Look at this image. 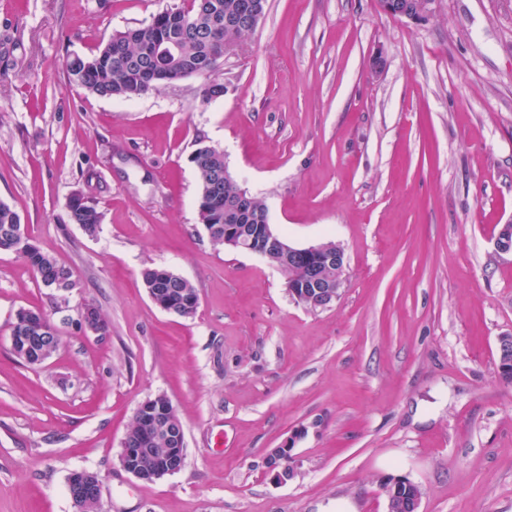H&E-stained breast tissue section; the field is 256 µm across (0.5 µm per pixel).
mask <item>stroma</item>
I'll list each match as a JSON object with an SVG mask.
<instances>
[{"instance_id":"35a3bbf8","label":"stroma","mask_w":512,"mask_h":512,"mask_svg":"<svg viewBox=\"0 0 512 512\" xmlns=\"http://www.w3.org/2000/svg\"><path fill=\"white\" fill-rule=\"evenodd\" d=\"M183 0H0V201L71 269L59 292L0 252V512H75L72 471L102 512H512V0H434L421 23L379 0H268L226 56L222 97L192 76L140 98L67 85L91 56ZM381 59V72L372 62ZM223 150L290 245L345 251L339 298L310 309L260 256L200 219L198 144ZM103 215L70 223L75 191ZM188 279L194 316L158 308L148 265ZM97 307L107 335L84 329ZM62 339L43 364L11 349L19 311ZM166 395L186 461L145 482L120 463L139 404ZM296 477L265 461L289 435ZM68 490L73 503L80 509L84 508L82 499L90 495H94L101 505V480L94 472L73 471L68 478ZM412 485H416V484L404 476H390L383 481L382 491H383L385 497H387V499H388V503H389L388 511L389 512L392 511L391 510L392 502L398 497H401L403 499L404 504H406V507L408 508V510H406L404 512H418L421 496H415L413 499L408 500L407 498L404 497V494H403V489L405 488V491H406V489H408V487L412 486ZM405 491H404V493H405ZM413 493H414L413 489H408L406 494L412 495ZM402 494H403V496H402Z\"/></svg>"}]
</instances>
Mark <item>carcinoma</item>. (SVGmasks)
I'll return each instance as SVG.
<instances>
[{"instance_id": "cac0c4a2", "label": "carcinoma", "mask_w": 512, "mask_h": 512, "mask_svg": "<svg viewBox=\"0 0 512 512\" xmlns=\"http://www.w3.org/2000/svg\"><path fill=\"white\" fill-rule=\"evenodd\" d=\"M249 0H184L181 7L167 8L143 27L137 29L133 39L118 32L90 58L74 55L65 62V78L70 86L80 87L92 94L106 98L133 100L168 84L165 76H205L208 81L202 90V101L224 96V84L212 78L224 61L225 50L236 46L251 30L226 26L212 30L209 6L216 5L224 14H234ZM171 41L180 44L177 56L166 53ZM196 170L199 185V216L213 244L224 245L226 224H267L268 210L264 201L251 196L245 207L239 206L243 189L235 178H224L228 165L224 152L198 146L189 156ZM223 181L222 195H209L210 185ZM70 223L79 225L87 234L94 235L102 221L96 205L81 193H73L66 204ZM20 217L8 204L0 202V252L20 256L31 268L36 278L49 288L67 291L74 286L70 269L60 265L50 255L31 244L21 246L12 239ZM146 290H156L174 300V314L181 317L194 315L198 308V294L193 284L175 271L150 266L142 271ZM59 341L45 340L27 324L16 322L11 329V346L25 352L24 362L40 364L54 352ZM160 406L157 421L173 427L182 426L171 401L164 394L154 396ZM125 439L131 448H141L138 466L148 474L163 467L166 460L159 448L163 447L155 423L134 418Z\"/></svg>"}]
</instances>
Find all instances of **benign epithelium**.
<instances>
[{"mask_svg":"<svg viewBox=\"0 0 512 512\" xmlns=\"http://www.w3.org/2000/svg\"><path fill=\"white\" fill-rule=\"evenodd\" d=\"M433 0H380L381 10L394 18L404 19L411 23L424 20L431 12ZM259 242L252 245L249 237V229L238 224L224 225V246L244 250L260 255L265 251L274 252L280 258L279 268H292L303 264L308 269L305 280L294 283L287 282L289 295L297 302L312 309H321L335 301L341 291L343 274L345 271L344 250L337 244H318L308 247H294L283 237L275 234L271 226L262 225L259 229ZM336 269V278L326 279L322 269ZM166 443L171 464L168 469L154 476L160 479L167 475H173L184 467L181 461L180 450L184 445V436L174 429L166 430ZM294 440L290 439L267 460V467L273 473L274 479L285 484L295 478L296 468L291 462ZM138 452L135 448H122L120 464L125 471L133 476H139L137 465ZM413 485V482L404 476H390L382 483V491L388 502H393L402 496L403 490ZM68 490L72 501L78 508H84L83 498L94 495L101 498V480L99 476L88 470H78L70 474L68 478Z\"/></svg>","mask_w":512,"mask_h":512,"instance_id":"benign-epithelium-1","label":"benign epithelium"}]
</instances>
